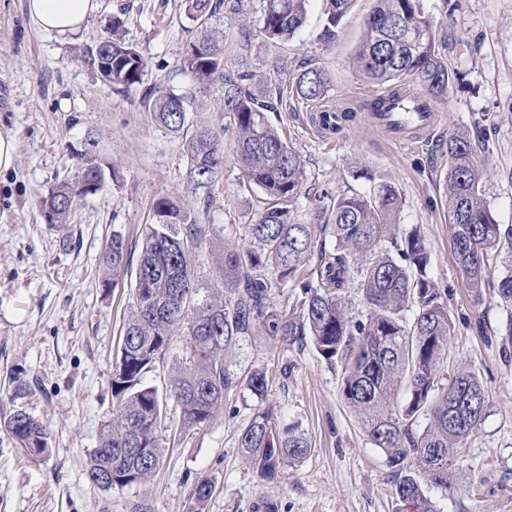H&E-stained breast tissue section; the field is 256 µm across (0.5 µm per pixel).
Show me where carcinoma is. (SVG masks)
<instances>
[{
    "label": "carcinoma",
    "mask_w": 512,
    "mask_h": 512,
    "mask_svg": "<svg viewBox=\"0 0 512 512\" xmlns=\"http://www.w3.org/2000/svg\"><path fill=\"white\" fill-rule=\"evenodd\" d=\"M190 18L204 36L190 43L182 70L196 84L224 91V128L189 121L192 94L159 90L149 110L181 138L193 191L209 192L224 177V133L234 129L233 151L249 186L261 192L258 219L247 242L226 247L220 279L199 298L194 260L203 242L234 235L228 227L203 224L193 211L168 197L152 206L135 268L133 303L124 322L112 367V419L90 453L88 478L106 489L134 487L160 468L166 446L162 429L167 412L179 413L174 438L210 425L233 402L249 394L258 401L237 437V447L261 476L272 478L281 464L307 456L311 443L295 423L276 428L273 411L261 407L268 391L265 367L239 355L259 338L300 351L308 346L328 365L342 368V396L361 419L369 441L381 449L397 502L409 512H437L429 492L447 495L453 456L487 412V391L478 373H444L450 319L447 300L436 287L431 257L420 230L399 224L402 197L380 183L368 194L339 195L324 207L318 224H295L290 212L305 181L301 155L268 122L265 112L274 87L288 80V60L276 50L303 27L309 0H185ZM320 40L336 39V29L353 0H323ZM238 26L210 28L220 10ZM256 17L257 37L275 52L257 65L233 69L226 59L249 42L247 22ZM99 45L112 57L93 63L101 77L126 87L143 81V55L119 37ZM371 82L402 93L411 78L436 98L451 78L438 52L432 21L419 0H376L366 34L354 58ZM296 94L324 99L331 78L322 68L303 66L293 73ZM88 155L82 179L96 183L104 172ZM484 174L464 134L448 138L445 202L448 229L458 264L480 300L490 261L503 256L506 275L499 294L507 303L506 332L512 336V224L495 222L484 196ZM85 188L67 184L42 200L51 224H65L74 198ZM105 288L122 287L129 267L126 240L112 234L102 256ZM292 292L285 293L286 289ZM359 297L360 310L350 297ZM181 335L187 352L172 367L166 391L147 382V374ZM4 431L22 450L50 452L49 432L24 411L10 414ZM136 448L138 452H126ZM214 483L205 478L193 492L190 512H202Z\"/></svg>",
    "instance_id": "carcinoma-1"
}]
</instances>
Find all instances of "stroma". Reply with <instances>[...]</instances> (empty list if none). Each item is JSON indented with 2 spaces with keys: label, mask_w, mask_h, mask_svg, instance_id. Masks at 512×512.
Returning a JSON list of instances; mask_svg holds the SVG:
<instances>
[{
  "label": "stroma",
  "mask_w": 512,
  "mask_h": 512,
  "mask_svg": "<svg viewBox=\"0 0 512 512\" xmlns=\"http://www.w3.org/2000/svg\"><path fill=\"white\" fill-rule=\"evenodd\" d=\"M420 0L440 35L453 79L437 98L429 137L395 141L376 127L364 103L386 92L353 67L373 0H355L334 43L319 34L322 0H311L307 22L284 48L289 61L313 60L331 76L323 100L285 89L270 122L300 153L306 181L291 212L294 222L320 219L331 198L370 193L379 183L403 199L400 221L417 226L445 292L451 326L445 368L474 369L489 396L486 415L454 456V486L433 492L439 512H512V339L502 336L504 305L493 263L474 294L456 261L448 232L444 180L448 138L465 134L485 172L486 200L497 223L512 224V0ZM120 28H113V21ZM142 52L141 84L104 82L89 51L111 31ZM203 34L185 0H100L75 35L42 32L25 0H0V130L16 140L12 168L0 171V420L22 410L47 427L50 452L27 455L0 431V512H188L198 479L215 489L203 512H395L394 486L382 451L367 438L341 395V372L314 351H287L265 341L246 348L265 364L264 404L279 423H299L311 451L294 465L261 478L236 436L248 417L218 415L206 428L167 448L161 468L133 488L105 490L90 482L91 451L113 412L112 363L132 302L129 288L105 292L100 260L113 232L139 255L152 205L166 196L190 206L203 223L234 225L236 243L257 218V189L247 188L232 151L224 180L212 193H193L181 141L146 103L155 89L193 91V119L223 126L218 92L196 88L182 71L186 45ZM345 106L356 118L325 137L314 112ZM98 142L105 173L97 194L76 197L68 224L47 223L41 200L75 183L86 138ZM29 389L20 393L18 381Z\"/></svg>",
  "instance_id": "35a3bbf8"
}]
</instances>
